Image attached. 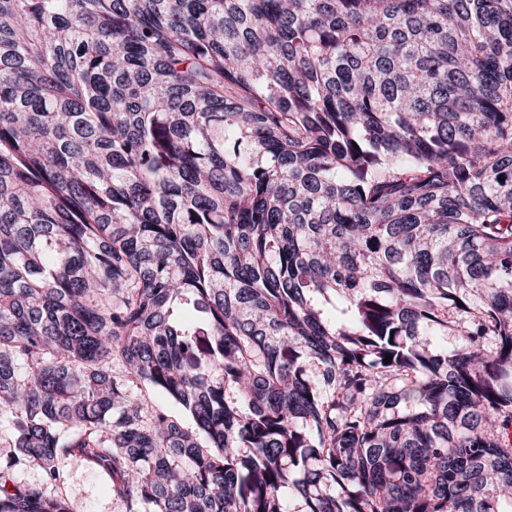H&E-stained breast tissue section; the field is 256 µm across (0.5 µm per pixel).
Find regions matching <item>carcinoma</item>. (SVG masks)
Returning <instances> with one entry per match:
<instances>
[{
  "mask_svg": "<svg viewBox=\"0 0 512 512\" xmlns=\"http://www.w3.org/2000/svg\"><path fill=\"white\" fill-rule=\"evenodd\" d=\"M511 429L512 0H0V512H507ZM65 483L59 492L67 497L73 512H126L127 505L112 495L109 480L80 458L61 463Z\"/></svg>",
  "mask_w": 512,
  "mask_h": 512,
  "instance_id": "obj_1",
  "label": "carcinoma"
}]
</instances>
